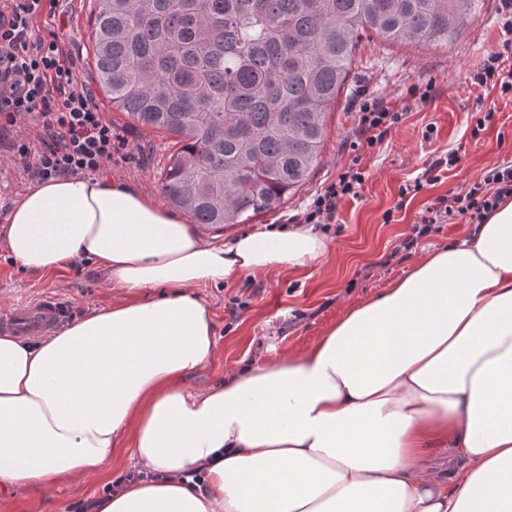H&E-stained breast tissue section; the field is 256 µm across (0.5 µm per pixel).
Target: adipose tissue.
<instances>
[{"instance_id":"1","label":"adipose tissue","mask_w":512,"mask_h":512,"mask_svg":"<svg viewBox=\"0 0 512 512\" xmlns=\"http://www.w3.org/2000/svg\"><path fill=\"white\" fill-rule=\"evenodd\" d=\"M0 243L33 273L95 263L124 294L0 334V512L101 476L126 441L152 477L96 512H512V197L307 347L198 392L183 382L216 348L197 287L320 260L311 226L215 243L101 172L32 185Z\"/></svg>"}]
</instances>
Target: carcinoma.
Here are the masks:
<instances>
[{
  "label": "carcinoma",
  "mask_w": 512,
  "mask_h": 512,
  "mask_svg": "<svg viewBox=\"0 0 512 512\" xmlns=\"http://www.w3.org/2000/svg\"><path fill=\"white\" fill-rule=\"evenodd\" d=\"M476 0H99L97 84L136 124L180 137L164 199L244 224L309 179L361 33L445 46Z\"/></svg>",
  "instance_id": "cac0c4a2"
}]
</instances>
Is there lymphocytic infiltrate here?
I'll list each match as a JSON object with an SVG mask.
<instances>
[{
	"mask_svg": "<svg viewBox=\"0 0 512 512\" xmlns=\"http://www.w3.org/2000/svg\"><path fill=\"white\" fill-rule=\"evenodd\" d=\"M45 8L46 0H0V130L32 127L33 136H19L9 147L24 159L28 179L37 182L99 172L116 150L112 123L64 38L54 32L34 36L33 21ZM505 27L508 38L470 76L472 85L499 90L504 97L512 96V19ZM405 117V110L386 99L364 100L356 139L370 148L382 144ZM364 181L362 169L348 166L316 193L304 223H330L341 201L358 198ZM510 196L512 165L495 166L464 191L435 198L414 223L413 236L422 238L456 218L483 223Z\"/></svg>",
	"mask_w": 512,
	"mask_h": 512,
	"instance_id": "1",
	"label": "lymphocytic infiltrate"
}]
</instances>
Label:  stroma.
<instances>
[{
  "mask_svg": "<svg viewBox=\"0 0 512 512\" xmlns=\"http://www.w3.org/2000/svg\"><path fill=\"white\" fill-rule=\"evenodd\" d=\"M95 7L96 0H58L54 15L38 16L34 30L40 36L61 33L72 47L89 54ZM499 7L498 0H478L470 24L443 47L389 45L375 35H363L348 82L328 111L324 147L307 183L282 209L248 225L205 229L207 238L221 241L246 229L283 228L351 159H359L366 174L359 198L343 201L333 223L316 225L329 245L321 262L199 288L213 316L216 356L187 378L189 389H206L232 369L304 347L354 304L406 275L418 258L473 232V225L456 219L411 249L401 247L419 213L436 197L459 191L488 169L512 161V100L474 87L468 79L504 37ZM431 79L436 82L433 99L422 106L411 102V86ZM364 95L386 98L396 107H408L409 113L382 145L354 150V114ZM98 103L121 141L109 173L160 196L159 173L174 136L133 126L106 98ZM488 109L495 112L493 123L475 131L476 117ZM430 126L435 132L427 140L423 134ZM451 151L460 156L455 167L415 197L400 198L401 185L420 175L427 160ZM30 185L17 161L0 154V221ZM45 296L62 302L74 319L112 304L122 293L93 263L78 261L55 274L40 275L22 270L0 247V303L8 307ZM132 469L129 450H122L101 478L62 483L50 491H17L12 512H72L73 506L96 499L106 484Z\"/></svg>",
  "mask_w": 512,
  "mask_h": 512,
  "instance_id": "1",
  "label": "stroma"
}]
</instances>
